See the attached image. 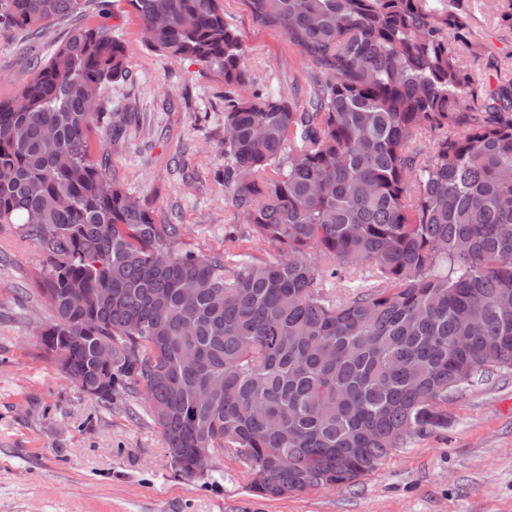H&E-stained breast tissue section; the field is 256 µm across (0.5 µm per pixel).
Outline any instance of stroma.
<instances>
[{
	"mask_svg": "<svg viewBox=\"0 0 512 512\" xmlns=\"http://www.w3.org/2000/svg\"><path fill=\"white\" fill-rule=\"evenodd\" d=\"M221 6L260 85L285 96L306 88L311 64L281 30L256 26L243 0ZM108 24L123 40L129 75L108 87L106 109L136 120L116 141L93 133L94 158L161 221L181 225L190 247L223 252L225 228L241 221L216 177L223 78L154 51L125 0ZM472 28L490 54H512V31L487 10L475 11ZM64 33L0 30V98L16 95ZM42 262L16 225L0 226V512H512V371L466 387L448 402L447 429L411 436L354 484L260 498L230 453L205 477L182 476L142 396L119 390L106 407L59 370L37 340L51 317L38 295Z\"/></svg>",
	"mask_w": 512,
	"mask_h": 512,
	"instance_id": "1",
	"label": "stroma"
}]
</instances>
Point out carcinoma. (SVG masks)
Here are the masks:
<instances>
[{
    "mask_svg": "<svg viewBox=\"0 0 512 512\" xmlns=\"http://www.w3.org/2000/svg\"><path fill=\"white\" fill-rule=\"evenodd\" d=\"M126 2L152 49L223 77L224 195L278 255L183 247L92 157V129L126 123L101 104L124 46L79 24L109 0H0L1 28L71 23L0 99V224L46 257L41 346L76 388L142 393L166 447L230 451L278 498L358 481L512 370V67L466 66L476 0H244L311 61L303 100L256 86L219 0ZM491 9L512 31V0Z\"/></svg>",
    "mask_w": 512,
    "mask_h": 512,
    "instance_id": "obj_1",
    "label": "carcinoma"
}]
</instances>
